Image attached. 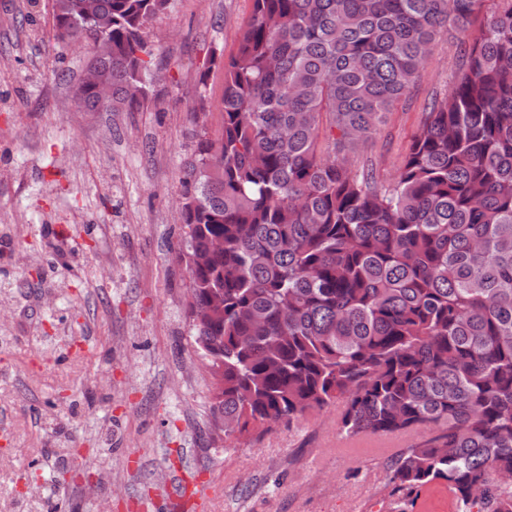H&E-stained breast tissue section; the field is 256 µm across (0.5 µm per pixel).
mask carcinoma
I'll return each instance as SVG.
<instances>
[{"label":"carcinoma","instance_id":"cac0c4a2","mask_svg":"<svg viewBox=\"0 0 512 512\" xmlns=\"http://www.w3.org/2000/svg\"><path fill=\"white\" fill-rule=\"evenodd\" d=\"M167 2L52 0L57 38L91 40L114 111L143 103V30ZM252 2L222 61V129L196 135L180 179L176 258L212 418L241 445L339 402L349 438L429 432L389 461V496L414 504L440 484L455 512H512V0ZM487 6L451 91L377 186L350 154L436 37ZM75 98L102 108L82 83Z\"/></svg>","mask_w":512,"mask_h":512}]
</instances>
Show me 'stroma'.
<instances>
[{
    "label": "stroma",
    "mask_w": 512,
    "mask_h": 512,
    "mask_svg": "<svg viewBox=\"0 0 512 512\" xmlns=\"http://www.w3.org/2000/svg\"><path fill=\"white\" fill-rule=\"evenodd\" d=\"M48 3L0 0V512H24L23 477L43 512H99L104 496L112 512H397L387 464L422 432L344 446L333 407L238 448L212 431L178 197L195 134L221 128V61L252 0H168L145 30L137 112L79 111L87 51L52 36ZM458 41L440 33L354 165L394 180ZM68 452L106 467L100 498L56 482Z\"/></svg>",
    "instance_id": "stroma-1"
}]
</instances>
